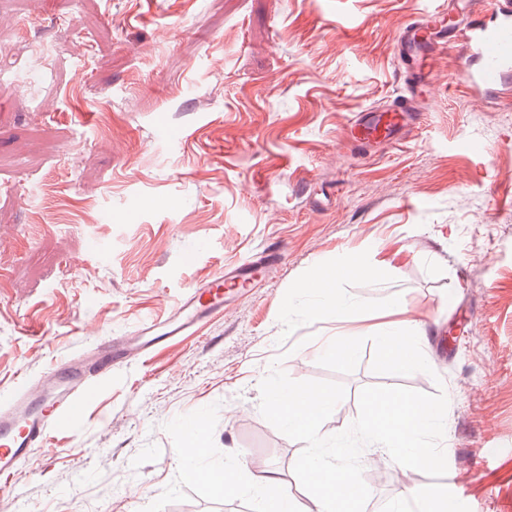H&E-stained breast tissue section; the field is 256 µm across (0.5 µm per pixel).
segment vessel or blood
<instances>
[{"label":"vessel or blood","instance_id":"1","mask_svg":"<svg viewBox=\"0 0 512 512\" xmlns=\"http://www.w3.org/2000/svg\"><path fill=\"white\" fill-rule=\"evenodd\" d=\"M463 17L448 26L449 12ZM464 88L474 97L494 100L512 87V0H448L410 24L397 42L400 76L406 93L385 108L357 112L347 126L353 151L391 146L420 129L416 102L429 83L433 64L448 50ZM285 260L283 247H270L193 285L160 321H148L128 336H109L76 357L55 362L30 387L0 408V506L10 502L12 480L21 461L45 444L50 430L64 424L112 371L135 358L172 346L224 312L225 301L251 292Z\"/></svg>","mask_w":512,"mask_h":512}]
</instances>
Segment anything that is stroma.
I'll use <instances>...</instances> for the list:
<instances>
[{
  "label": "stroma",
  "instance_id": "obj_1",
  "mask_svg": "<svg viewBox=\"0 0 512 512\" xmlns=\"http://www.w3.org/2000/svg\"><path fill=\"white\" fill-rule=\"evenodd\" d=\"M443 0H0V403L55 361L166 315L186 288L272 244L284 264L175 346L113 369L21 463L8 512H253L186 474L181 426L211 466L238 458L293 495L301 442L260 413L273 362L346 394L368 386L448 400V471L379 462L364 512L426 484L452 512H512V95L482 104L439 57L421 128L364 158L345 128L403 88L395 45ZM194 264H186L187 254ZM371 303L342 331L355 370L311 354L323 323L296 308L318 267ZM440 335L432 371L377 374L383 308Z\"/></svg>",
  "mask_w": 512,
  "mask_h": 512
}]
</instances>
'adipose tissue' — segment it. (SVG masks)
<instances>
[{
    "mask_svg": "<svg viewBox=\"0 0 512 512\" xmlns=\"http://www.w3.org/2000/svg\"><path fill=\"white\" fill-rule=\"evenodd\" d=\"M384 270L353 261L342 268L324 267L312 277L297 286L298 292L313 295L314 304L310 314L315 319H344L353 312L365 310L366 302L346 297L336 287L338 278H370L383 276ZM183 465L188 469L204 474L213 487L226 492L236 488L249 491L255 502L256 512H302L299 501L284 490L282 481L273 472L251 473L247 464L240 460L225 464L216 470L206 464V451L202 448H189L180 454Z\"/></svg>",
    "mask_w": 512,
    "mask_h": 512,
    "instance_id": "obj_1",
    "label": "adipose tissue"
}]
</instances>
